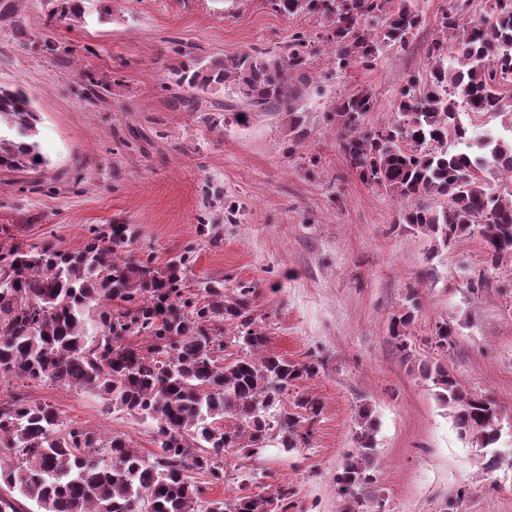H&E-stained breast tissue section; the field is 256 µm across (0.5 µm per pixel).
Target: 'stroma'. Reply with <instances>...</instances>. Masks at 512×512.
Segmentation results:
<instances>
[{"mask_svg":"<svg viewBox=\"0 0 512 512\" xmlns=\"http://www.w3.org/2000/svg\"><path fill=\"white\" fill-rule=\"evenodd\" d=\"M449 5L419 0L423 22L408 47L383 51L373 66L341 72L329 50L314 55L302 114L308 135L298 143L287 113L238 118L228 87L210 93L227 111L174 110L173 70L188 55L282 51L295 31H320L318 17L281 15L269 0H112L104 22L87 0L83 22L53 25L45 0H24L22 25L32 35L52 30L72 49L61 56L32 49L0 21V85H22L32 98L50 161L38 174L0 171V226L75 251L89 228L131 224L132 254L162 263L191 246L196 278L253 287L271 349L324 363L300 384L324 405L310 446L243 461L262 484L289 483L295 512H340L334 476L355 446L364 403L379 422L365 512H512V258L489 273L479 238L441 249L400 226L405 202L347 167L330 119L333 100L362 88L376 96L369 122L391 117L407 77L425 67ZM93 82L103 96L95 106L81 96ZM205 215L214 236L200 232ZM485 272L491 288L473 289ZM412 287L421 307L406 359L388 324ZM442 321L459 331L447 352L432 343ZM421 359L442 362L463 388L500 405L504 461L494 473L483 472L479 450L418 376ZM15 392L53 403L97 433L154 448L147 425L103 412L78 389L0 379V395Z\"/></svg>","mask_w":512,"mask_h":512,"instance_id":"obj_1","label":"stroma"}]
</instances>
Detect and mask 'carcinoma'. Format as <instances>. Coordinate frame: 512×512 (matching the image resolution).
<instances>
[{
	"label": "carcinoma",
	"mask_w": 512,
	"mask_h": 512,
	"mask_svg": "<svg viewBox=\"0 0 512 512\" xmlns=\"http://www.w3.org/2000/svg\"><path fill=\"white\" fill-rule=\"evenodd\" d=\"M86 0H47L48 16L79 23ZM286 16L319 17L311 38L292 34L281 53L194 60L176 70L177 85L207 92L235 85L251 112H286L296 139L298 112L310 85L315 44L333 51L336 69L369 67L388 48H405L420 27L413 0H270ZM470 0H455L437 21L439 36L424 70L409 75L395 115L365 126L374 95L361 89L336 101L346 164L367 186L409 200L400 223L448 247L478 234L493 271L512 256V136L476 134L462 111L509 117L512 129V0H482L472 22ZM30 45L54 55L48 31ZM38 117L19 86L0 85V169L35 170L48 160L36 136ZM135 237L131 224L92 227L77 251L29 243L0 228V376L80 389L105 410L149 425L155 449L144 455L123 433L100 435L65 420L51 403L0 396V512H289L287 484L257 494L250 479L228 498L205 501L197 477L224 483L228 453L247 457L310 443L321 399L299 389L323 363L294 362L269 349L270 336L252 315L253 289L224 291L222 281H194L193 251L155 264L151 256L122 257ZM421 304L414 288L391 317L395 347L411 356L407 327ZM235 328L224 336V326ZM435 345H456L447 321L435 325ZM239 354H226L227 345ZM420 376L433 384L461 433L485 450L483 467L500 458V407L463 389L448 368L423 360ZM357 448L336 474L342 512H362L357 490L374 482L376 423L360 407Z\"/></svg>",
	"instance_id": "1"
}]
</instances>
